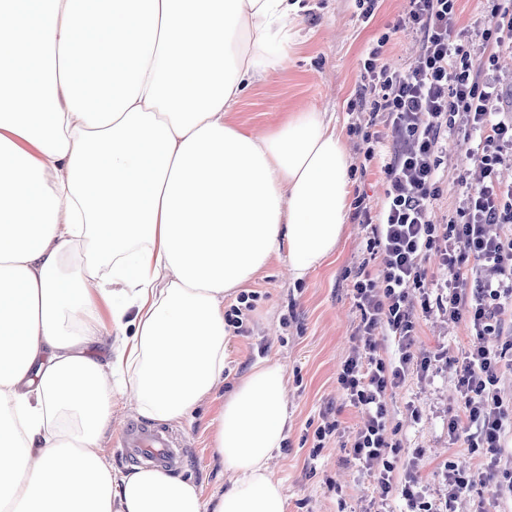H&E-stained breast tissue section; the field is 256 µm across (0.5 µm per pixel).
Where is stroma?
<instances>
[{"mask_svg":"<svg viewBox=\"0 0 512 512\" xmlns=\"http://www.w3.org/2000/svg\"><path fill=\"white\" fill-rule=\"evenodd\" d=\"M300 36L286 68L268 73L248 86L229 113L232 123L262 130L276 125L289 112L317 109L336 118L344 129V146L354 173V196L379 207L386 183L378 160H367L360 148L356 125L368 116L353 110L363 89V61L367 47L389 34L384 62L392 68L409 64L417 49L411 32L393 31L396 20L410 7L409 0H379L370 22H361L355 0H304ZM459 25L469 31L473 60L483 58L481 32L491 9L489 0H460ZM474 140L461 133L448 137V157L440 170L441 192L432 209L434 223L443 224L461 206L464 185L479 176L471 158ZM367 233L357 217H350L335 253L307 278L293 282L282 274L285 255H278L247 284L256 298L253 310L243 311L242 325L232 339L235 373L267 356L287 366L290 425L274 475L283 484L289 512H407L397 498L381 502L372 478L357 471L346 447L361 421L358 409L346 403L337 381L352 346L359 312L351 299L350 274L360 265L378 268L379 257L366 250ZM416 357L433 356L427 374L409 371L405 381L387 396L394 442V475L405 468L420 478L424 500L451 512H501L504 498L495 481L477 483L470 495L446 501L444 466L476 471L479 457L450 444L448 409L457 402L458 360L474 341L467 320L451 322L438 309L414 308ZM224 387L201 399L190 417L172 421L185 448L179 468L204 493L225 482L224 470L211 444V422L224 404ZM329 412L339 428L324 448L314 446L313 433L322 412Z\"/></svg>","mask_w":512,"mask_h":512,"instance_id":"35a3bbf8","label":"stroma"}]
</instances>
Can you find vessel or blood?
<instances>
[{
    "mask_svg": "<svg viewBox=\"0 0 512 512\" xmlns=\"http://www.w3.org/2000/svg\"><path fill=\"white\" fill-rule=\"evenodd\" d=\"M121 452L136 463L173 467L183 450L168 430L148 424L129 423L121 440Z\"/></svg>",
    "mask_w": 512,
    "mask_h": 512,
    "instance_id": "vessel-or-blood-1",
    "label": "vessel or blood"
}]
</instances>
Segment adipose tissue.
Here are the masks:
<instances>
[{"instance_id": "adipose-tissue-1", "label": "adipose tissue", "mask_w": 512, "mask_h": 512, "mask_svg": "<svg viewBox=\"0 0 512 512\" xmlns=\"http://www.w3.org/2000/svg\"><path fill=\"white\" fill-rule=\"evenodd\" d=\"M302 10L0 0V512H288L275 357L224 395V489L117 469L100 440L119 404L187 417L230 367L225 300L279 252L297 281L337 248L353 180L336 124L227 118L290 60Z\"/></svg>"}]
</instances>
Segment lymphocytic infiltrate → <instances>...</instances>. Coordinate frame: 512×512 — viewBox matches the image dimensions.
I'll return each mask as SVG.
<instances>
[{"label": "lymphocytic infiltrate", "mask_w": 512, "mask_h": 512, "mask_svg": "<svg viewBox=\"0 0 512 512\" xmlns=\"http://www.w3.org/2000/svg\"><path fill=\"white\" fill-rule=\"evenodd\" d=\"M395 23L419 38L415 59L404 69L382 65L388 43L379 38L367 51L364 76L372 94V113L384 114L392 132L391 155L383 167L389 184L378 212L358 207L356 215L370 232L367 248L381 258L378 271L359 267L352 277L360 321L354 346L338 383L349 403L366 418L353 437L350 453L361 472L376 482L381 496L399 492L412 512H433L406 475L394 483L389 459L390 418L387 393L402 383L410 368L429 371L430 358L414 359L416 336L410 298L420 293L423 311L440 308L449 321L467 318L478 338L462 354L457 389L461 410L448 416V437L484 460L486 475L512 498V463L503 464V443L512 436V403L498 384L512 371V343L485 344L512 317V237L492 238L490 224L512 223V184H503L498 165L512 155V113H493L502 88L488 64H474L458 25V0H410ZM479 131L473 159L481 182L467 190L463 204L447 223L430 218L440 194L439 171L450 132ZM435 254L448 270L437 295H430L423 255ZM398 356L385 360L387 341Z\"/></svg>", "instance_id": "lymphocytic-infiltrate-1"}]
</instances>
